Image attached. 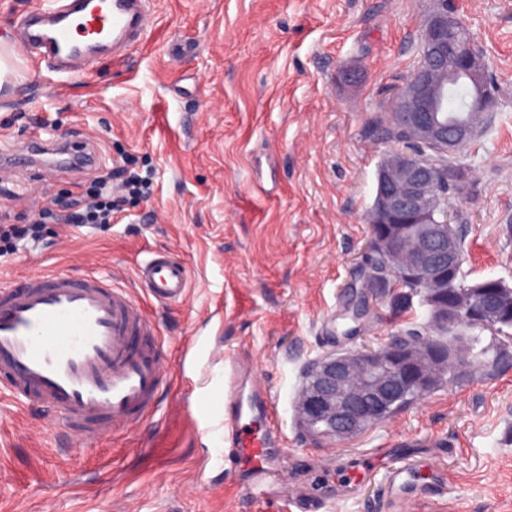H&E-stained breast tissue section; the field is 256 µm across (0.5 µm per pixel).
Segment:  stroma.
Segmentation results:
<instances>
[{
    "mask_svg": "<svg viewBox=\"0 0 512 512\" xmlns=\"http://www.w3.org/2000/svg\"><path fill=\"white\" fill-rule=\"evenodd\" d=\"M484 55L499 90L488 131L453 159L472 186L449 203L466 227L468 282L512 284V0H448ZM433 0H150L145 44L122 63L67 78L35 76L7 18L34 0H0V48L18 50L0 84V147L35 124L93 139L101 167L134 158L150 198L107 225L62 232L0 257V286L45 269L87 267L135 288L134 268L164 250L187 262L182 303L149 302L171 364L194 336L214 350L194 372H173L163 416L91 449L56 445L44 410L0 397V512H282L280 498H228L208 457L223 441L205 431L224 413V358L243 356L278 410L274 464L290 491L334 512H378L374 488L344 487L345 466L374 467L380 448L441 457L450 490L401 512H512V367L444 386L346 442L314 447L296 421L305 367L339 347L377 345L420 323L422 308L392 321L372 308L346 336L342 314L366 273L376 168L389 144L365 125L417 62ZM90 175L29 172L22 201L0 209L24 222L35 207L79 192ZM205 471L206 483L196 480Z\"/></svg>",
    "mask_w": 512,
    "mask_h": 512,
    "instance_id": "35a3bbf8",
    "label": "stroma"
}]
</instances>
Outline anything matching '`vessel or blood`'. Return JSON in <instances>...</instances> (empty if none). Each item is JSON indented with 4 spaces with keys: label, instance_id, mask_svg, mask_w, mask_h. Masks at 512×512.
<instances>
[{
    "label": "vessel or blood",
    "instance_id": "obj_1",
    "mask_svg": "<svg viewBox=\"0 0 512 512\" xmlns=\"http://www.w3.org/2000/svg\"><path fill=\"white\" fill-rule=\"evenodd\" d=\"M148 0H37L18 21L23 46L35 68L73 75L78 65L119 61L147 36ZM79 173L99 162L94 143H70ZM55 141L30 134L17 147L26 156L51 155ZM140 288L158 302L179 303L191 271L165 252L138 262ZM244 366L224 361V451L227 475L241 477V492L259 500L282 484L270 468L277 421L262 384L242 394ZM171 368L162 355L157 327L145 307L119 281L95 271L44 270L0 288V392L21 406L40 404L45 430L69 447H94L117 431L161 413L160 391ZM269 425L256 435L255 417ZM383 471L376 496L384 508L439 496L446 480L436 459L394 448L381 449Z\"/></svg>",
    "mask_w": 512,
    "mask_h": 512
}]
</instances>
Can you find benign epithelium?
<instances>
[{
  "label": "benign epithelium",
  "mask_w": 512,
  "mask_h": 512,
  "mask_svg": "<svg viewBox=\"0 0 512 512\" xmlns=\"http://www.w3.org/2000/svg\"><path fill=\"white\" fill-rule=\"evenodd\" d=\"M452 24L447 0H435L422 34L426 62L391 97L392 111L401 114L410 141L435 145L445 156L470 140L468 124L447 129L432 117L439 111L448 55L453 52L448 44ZM464 63L470 74L486 72L483 55L472 48ZM439 192L431 161L413 159L407 147L390 151L378 169L376 207L369 218L377 229L370 233L368 247L388 258L391 290L400 284L438 289L428 305L443 326L453 330L464 317L492 325L498 305L488 293L463 312L448 308V280L460 267L461 255L457 241L448 236L449 220L435 215ZM372 299V288L363 284L351 304L356 317L368 316ZM436 360V347L428 346L417 356L398 340L328 353L314 361L304 379L296 403L298 423L317 441L342 443L406 393L433 389L438 376L427 362Z\"/></svg>",
  "instance_id": "7a95c632"
}]
</instances>
